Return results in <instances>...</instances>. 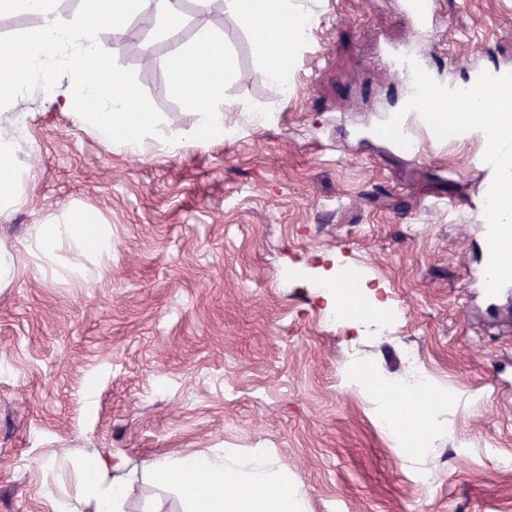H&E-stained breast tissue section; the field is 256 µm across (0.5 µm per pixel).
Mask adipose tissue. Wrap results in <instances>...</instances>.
<instances>
[{"label":"adipose tissue","instance_id":"1","mask_svg":"<svg viewBox=\"0 0 512 512\" xmlns=\"http://www.w3.org/2000/svg\"><path fill=\"white\" fill-rule=\"evenodd\" d=\"M224 12L249 31H264L256 51L265 61L263 74L272 86L282 83L278 60L281 32L302 37L307 21L292 0H223ZM26 12L39 18L37 29L22 43L21 52L0 51V125L11 127L13 137H0V217L25 204L16 191L15 136L26 133L29 116L11 111L22 88L18 70L39 78L46 89L55 87L54 60H62L68 77V92L61 105L79 122L91 127L105 142H119L129 154L142 152V138H163L170 150L222 137L224 109L218 104L225 85L237 82L240 71L227 58L224 40L210 29L199 28L191 47L175 48L168 65L172 81L190 102L207 100L209 108L194 129L165 131L151 112L135 109V96L126 76L117 75L108 63L110 49L97 35L99 25L124 29L131 17H141L161 32L178 26L183 19L182 0H85V13L75 20L63 19L54 0H0V14ZM69 240L81 253L106 252L112 239L102 224L76 214L64 222L38 225L33 248L39 257L53 260L61 240ZM81 474L75 500L64 502V512H129L137 484L148 483L174 497L180 512H240L249 500L252 512H310L295 478L288 475L262 449L242 456L223 448L192 455H162L129 467L111 454L79 455L73 460Z\"/></svg>","mask_w":512,"mask_h":512}]
</instances>
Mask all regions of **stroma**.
Masks as SVG:
<instances>
[{"label":"stroma","instance_id":"1","mask_svg":"<svg viewBox=\"0 0 512 512\" xmlns=\"http://www.w3.org/2000/svg\"><path fill=\"white\" fill-rule=\"evenodd\" d=\"M311 18L287 94L262 75L249 32L194 0L176 37L100 28L139 111L172 132L201 106L167 69L197 28L223 36L242 77L224 88L236 140L131 156L97 138L29 79L15 159L24 208L0 220L15 257L0 288V512H54L79 491L70 460L98 451L138 466L211 448L269 450L310 512H512V294L481 292L486 141L404 155L374 128L410 88L384 55L412 49L436 82L512 68V0H430L417 29L401 0H295ZM70 212L112 248L54 263L28 248ZM379 288L391 336L326 319L324 275ZM412 347L438 390L432 451L411 457L379 421L362 369L408 379ZM426 474L419 483L418 474Z\"/></svg>","mask_w":512,"mask_h":512}]
</instances>
